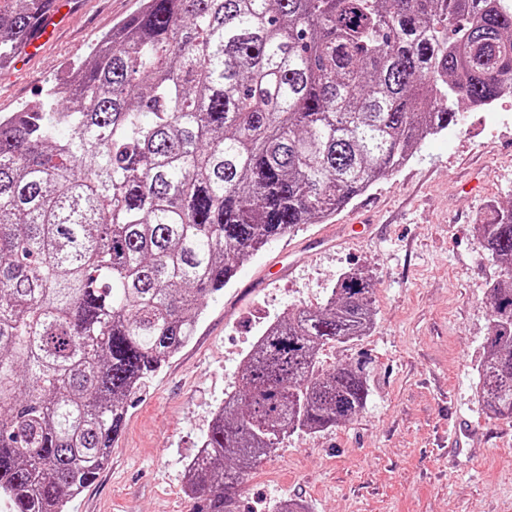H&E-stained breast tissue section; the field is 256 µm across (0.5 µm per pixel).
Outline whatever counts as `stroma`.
Instances as JSON below:
<instances>
[{
	"label": "stroma",
	"instance_id": "1",
	"mask_svg": "<svg viewBox=\"0 0 512 512\" xmlns=\"http://www.w3.org/2000/svg\"><path fill=\"white\" fill-rule=\"evenodd\" d=\"M139 0H77L44 51L0 69V115L44 99ZM457 125L321 224L270 241L206 303L191 341L133 393L108 466L68 512H193L182 489L242 361L272 321L325 303L341 274L374 283L369 335L322 353L364 364L369 396L351 421L286 436L245 475L235 512H512V422L487 413L476 366L499 269L474 231L512 203V98L486 112L460 104ZM478 424L475 450L436 440L457 415Z\"/></svg>",
	"mask_w": 512,
	"mask_h": 512
}]
</instances>
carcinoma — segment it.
Masks as SVG:
<instances>
[{"instance_id":"obj_1","label":"carcinoma","mask_w":512,"mask_h":512,"mask_svg":"<svg viewBox=\"0 0 512 512\" xmlns=\"http://www.w3.org/2000/svg\"><path fill=\"white\" fill-rule=\"evenodd\" d=\"M52 0H0V67ZM66 95L0 118V500L67 512L127 400L188 343L206 300L270 240L346 206L416 143L512 93V0H141ZM500 273L478 393L512 421V206L475 227ZM373 288L343 273L244 357L192 468L232 512L289 433L351 421Z\"/></svg>"}]
</instances>
